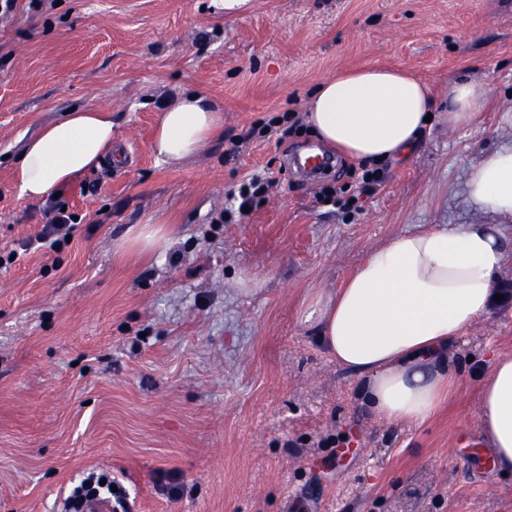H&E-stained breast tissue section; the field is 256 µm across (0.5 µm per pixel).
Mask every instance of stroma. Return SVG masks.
Segmentation results:
<instances>
[{
  "instance_id": "obj_1",
  "label": "stroma",
  "mask_w": 512,
  "mask_h": 512,
  "mask_svg": "<svg viewBox=\"0 0 512 512\" xmlns=\"http://www.w3.org/2000/svg\"><path fill=\"white\" fill-rule=\"evenodd\" d=\"M18 0L0 19V512H64L91 472L120 480L132 512H512V475L488 465L480 374L512 354V302L449 352L453 398L389 422L315 339L310 300L340 288L390 237L512 217L468 198L471 168L512 144V0ZM399 66L435 92L414 153L380 169L361 211L320 203L289 154L236 141L305 112L323 80ZM485 83L475 123L449 128L448 88ZM199 92L224 128L195 158L157 164L166 101ZM112 114V151L58 197L19 194L18 157L74 109ZM270 169L277 186L240 224L226 193ZM61 249L17 254L57 208ZM160 224L150 251L132 227Z\"/></svg>"
}]
</instances>
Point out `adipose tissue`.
Returning a JSON list of instances; mask_svg holds the SVG:
<instances>
[{
	"instance_id": "obj_1",
	"label": "adipose tissue",
	"mask_w": 512,
	"mask_h": 512,
	"mask_svg": "<svg viewBox=\"0 0 512 512\" xmlns=\"http://www.w3.org/2000/svg\"><path fill=\"white\" fill-rule=\"evenodd\" d=\"M488 96L479 82L448 89V124L473 121ZM432 109L430 85L399 67L366 66L321 82L306 122L321 143L363 165L416 148ZM224 126V108L199 92L166 106L154 129L160 163L199 155ZM112 149V114L77 109L24 147L21 195L38 200L98 167ZM468 195L479 209L512 216V147L473 166ZM512 244L492 224L394 235L342 288L311 300L317 340L338 367L363 382L362 402L392 422L423 421L457 384L448 350L488 313ZM480 383V425L497 471L512 474V355L497 356Z\"/></svg>"
}]
</instances>
